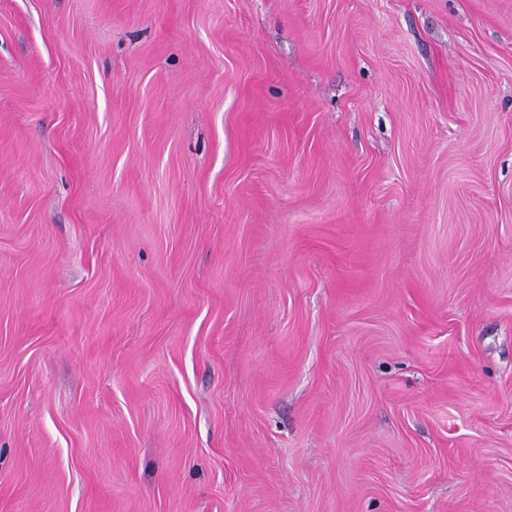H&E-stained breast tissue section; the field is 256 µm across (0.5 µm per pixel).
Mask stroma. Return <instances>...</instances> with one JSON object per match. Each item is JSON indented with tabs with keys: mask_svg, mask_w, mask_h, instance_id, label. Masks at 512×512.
I'll return each mask as SVG.
<instances>
[{
	"mask_svg": "<svg viewBox=\"0 0 512 512\" xmlns=\"http://www.w3.org/2000/svg\"><path fill=\"white\" fill-rule=\"evenodd\" d=\"M0 512H512V0H0Z\"/></svg>",
	"mask_w": 512,
	"mask_h": 512,
	"instance_id": "1",
	"label": "stroma"
}]
</instances>
